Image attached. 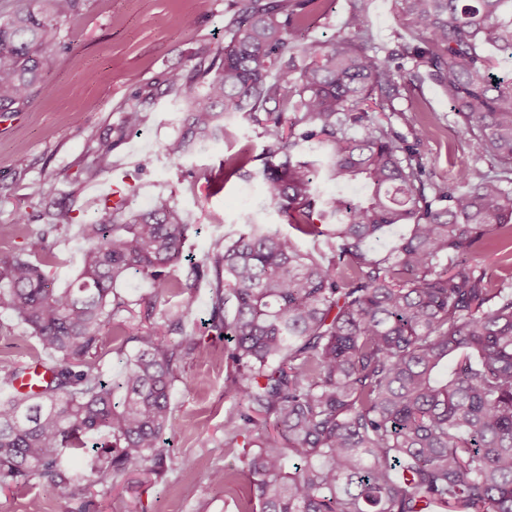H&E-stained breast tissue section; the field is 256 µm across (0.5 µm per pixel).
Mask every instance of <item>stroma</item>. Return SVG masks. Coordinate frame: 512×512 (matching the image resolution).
<instances>
[{
    "instance_id": "obj_1",
    "label": "stroma",
    "mask_w": 512,
    "mask_h": 512,
    "mask_svg": "<svg viewBox=\"0 0 512 512\" xmlns=\"http://www.w3.org/2000/svg\"><path fill=\"white\" fill-rule=\"evenodd\" d=\"M240 8V0H82L79 12L59 24L63 49L46 65L42 91L18 111L0 115V224L14 227L0 246H25L46 223L47 208H70L73 223L48 238L55 259L45 269L51 287H67L81 268L79 225L99 209L98 187L113 184L129 185L126 205L133 210L149 208L158 195L172 197L196 226L187 248L198 258L246 222L286 228L274 209L261 208L260 180L225 178L221 166L228 155L265 152L269 141L260 126L237 116L230 136L205 152L177 165L162 153L164 144L180 134L185 108L168 90L169 73L207 68L212 52L227 42L226 26ZM181 16L192 19L191 28L178 25ZM368 21L378 42L401 54L405 31L394 0H373ZM403 73L402 97L379 117L415 143L417 158L433 180L448 181L459 167L474 164L475 154L441 90L423 71L413 70L411 61H404ZM138 103L148 111V122L114 146V168L100 183L83 182L94 148L112 139L113 127ZM417 124L428 128V136L416 139ZM146 156L152 165L138 170ZM21 213L29 214V223H17ZM171 276L180 288L158 305L156 317L186 310L184 329L199 340L181 364L183 382L172 391L174 428L167 438L180 467L151 487L118 486L95 496L93 512H237L234 501L209 480L212 471L235 462L224 451V414L237 402L225 384L224 345L208 323L209 287L204 282L188 287L183 266ZM141 328L139 320H129L116 337L106 338L99 361L105 377L120 370V354L134 353ZM37 350L27 326L1 309L0 356L27 360ZM34 501L45 512H79L77 501L43 481L0 492V512H28Z\"/></svg>"
}]
</instances>
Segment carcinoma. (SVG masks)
<instances>
[{"label": "carcinoma", "mask_w": 512, "mask_h": 512, "mask_svg": "<svg viewBox=\"0 0 512 512\" xmlns=\"http://www.w3.org/2000/svg\"><path fill=\"white\" fill-rule=\"evenodd\" d=\"M242 2L210 67L170 74L186 109L164 152L179 163L224 141L236 115L262 126V167L232 155L224 177L261 179L295 233L245 224L197 260L186 254L194 225L161 195L136 212L105 204L79 225L71 288L50 287L32 261L51 257L47 234L71 223V210L51 214L27 246L0 250V309L29 328L51 372L21 393L15 381L42 357L0 362V489L44 480L86 512L93 488L175 469L161 439L179 362L198 346L183 313L173 314L179 340L151 324L110 383L99 358L111 319H153L178 287L170 271L186 262L193 288L214 273L211 328L240 396L224 421L238 465L210 475L238 512H512V279L488 273L512 261V77L495 74L486 53L512 59V0H396L414 67L448 97L487 165L462 166L448 184L426 177L370 112L404 88L366 24L372 0H350L344 35L326 49L296 39L315 24L299 0ZM78 8L28 0L0 22V112L43 89V66L62 47L56 24ZM147 120L131 107L117 139ZM305 143L330 179L361 183L365 197L319 194ZM111 151L99 143L85 180L108 172ZM393 226L405 233L372 254ZM300 234L326 236V250H302ZM134 276L153 293L132 304L117 286Z\"/></svg>", "instance_id": "1"}]
</instances>
